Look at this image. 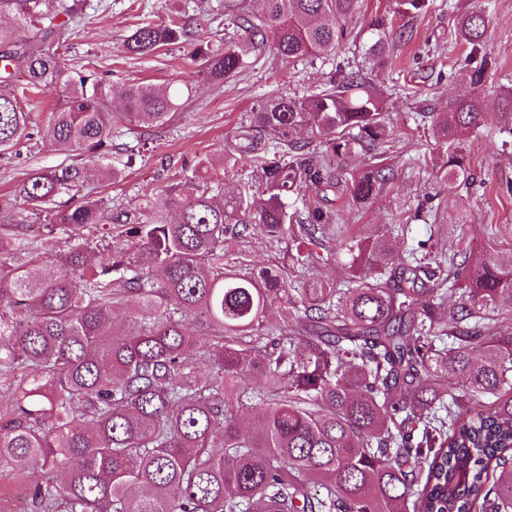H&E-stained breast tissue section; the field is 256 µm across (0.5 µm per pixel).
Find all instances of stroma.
<instances>
[{"label": "stroma", "instance_id": "obj_1", "mask_svg": "<svg viewBox=\"0 0 512 512\" xmlns=\"http://www.w3.org/2000/svg\"><path fill=\"white\" fill-rule=\"evenodd\" d=\"M173 2L86 0L75 19L76 33L66 42L65 57L71 65L94 71L112 89V155L121 172L112 181L98 168L87 167L75 202L104 199L120 210L148 195L158 208H166L165 189L190 174L198 161L232 153L241 127L260 104L280 96H302L329 82L338 68L363 64L370 17L392 15L396 7L395 0H364L362 15L352 22L355 41L329 56L292 64L269 52L236 77L215 83L198 73L190 59L191 42L179 41L145 57L123 51L122 40L140 16L163 21ZM480 9L489 20L486 47L497 66L489 70L479 91L483 120L465 137L469 169L477 182L468 189L441 179L433 167L441 149L431 136L428 115L446 111L449 100L474 91L466 64L469 49L456 41L454 32L460 14ZM395 54L394 67L368 69L372 84L385 98L389 145L381 161L394 176L364 205L350 204L339 191L329 194L327 209L335 212L337 223L356 225L367 237L380 235L389 224L404 225L398 245L405 248L427 238V228L415 214L433 206L439 210L440 223L448 227L440 243L451 250L458 246L452 224L464 211L473 249L493 240L502 251L512 250V145L505 144L501 132L512 126V114L505 110L512 93V0H429L426 13L410 20L396 41ZM133 80L184 85L181 106L165 125L145 129L124 118L120 95ZM57 102L55 94H40L31 109V139L0 154V212L11 217L0 223V234L10 233L12 225H25L26 248L16 256L20 262L41 252L49 236L56 254L66 252L78 238L111 242L108 234L92 226L48 235L42 219L18 194L19 185L35 171L82 164L81 158L54 150L43 139ZM41 480L40 474L20 475L0 465V512H31L23 490Z\"/></svg>", "mask_w": 512, "mask_h": 512}]
</instances>
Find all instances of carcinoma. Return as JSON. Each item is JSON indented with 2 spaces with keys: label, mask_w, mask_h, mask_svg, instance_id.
Returning a JSON list of instances; mask_svg holds the SVG:
<instances>
[{
  "label": "carcinoma",
  "mask_w": 512,
  "mask_h": 512,
  "mask_svg": "<svg viewBox=\"0 0 512 512\" xmlns=\"http://www.w3.org/2000/svg\"><path fill=\"white\" fill-rule=\"evenodd\" d=\"M258 11L224 0L228 38L198 39L191 60L222 82L249 66L251 50L288 62L325 55L348 40L363 0H261ZM414 18L427 0H396ZM81 0H0L15 17L0 28V153L28 136L25 94L58 92L44 137L93 159L110 177L111 87L51 49L55 20ZM482 11L457 22L469 55L472 96L436 113L432 135L444 177L467 185L463 144L482 118L480 89L494 64ZM366 55L392 66L394 18L371 16ZM188 31L175 9L144 20L122 45L150 55ZM180 95L144 82L125 87L127 120L164 125ZM384 102L363 69L301 98L279 97L252 113L232 165L252 169L232 197L212 194L224 161L202 159L168 188L177 221L143 197L112 212L102 201L60 206L78 186L71 166L29 176L19 193L58 226L107 224L112 247L84 241L25 263L20 231L0 235V373L21 371L0 411V463L45 467L36 512H512V334L499 310L512 304V252L492 242L452 254L433 237L396 249L384 233L363 237L318 203L288 209L304 189L326 199L346 184L355 205L375 198L393 170L375 163L341 179L325 156L349 159L388 137ZM319 139L308 151L302 132ZM257 237L285 244L281 260L256 267L224 260V244ZM344 251L352 279L306 273ZM458 303L448 305V299ZM26 307L19 319L15 305ZM283 305L292 320L272 324ZM448 307V321L440 310ZM136 325L112 327L116 309ZM204 320L201 327L194 318ZM215 371L198 376V364ZM258 410L254 423L239 416ZM497 473L490 474V466Z\"/></svg>",
  "instance_id": "carcinoma-1"
}]
</instances>
